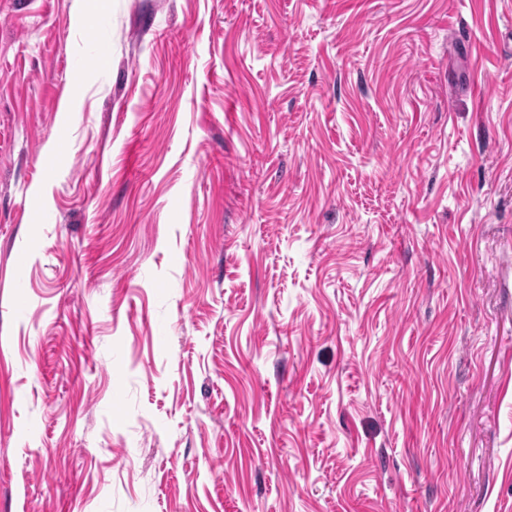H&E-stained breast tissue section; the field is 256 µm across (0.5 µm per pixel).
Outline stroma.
Returning <instances> with one entry per match:
<instances>
[{"label":"stroma","instance_id":"1","mask_svg":"<svg viewBox=\"0 0 512 512\" xmlns=\"http://www.w3.org/2000/svg\"><path fill=\"white\" fill-rule=\"evenodd\" d=\"M0 512H512V0H0Z\"/></svg>","mask_w":512,"mask_h":512}]
</instances>
